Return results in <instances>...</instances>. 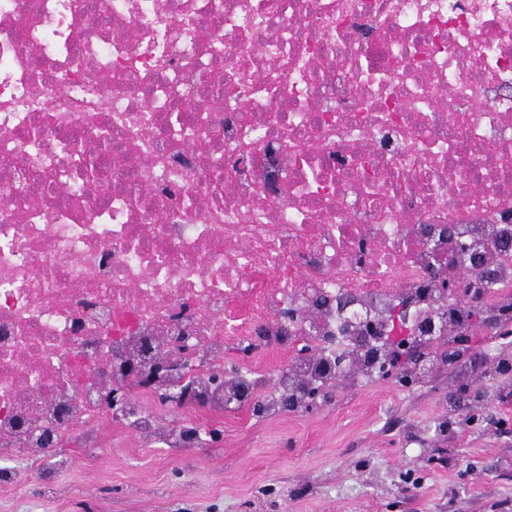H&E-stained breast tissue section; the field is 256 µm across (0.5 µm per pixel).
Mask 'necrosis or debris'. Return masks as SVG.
Instances as JSON below:
<instances>
[{
  "mask_svg": "<svg viewBox=\"0 0 512 512\" xmlns=\"http://www.w3.org/2000/svg\"><path fill=\"white\" fill-rule=\"evenodd\" d=\"M107 4L0 0V450L83 434L102 371L147 350L189 359L217 408L228 336L312 345L272 393L319 377L324 354L355 355L340 294L376 324L400 304L410 334L455 336L428 275L453 246L427 228L478 251L512 237V0ZM389 99L398 112L360 109ZM101 128L88 182L65 146Z\"/></svg>",
  "mask_w": 512,
  "mask_h": 512,
  "instance_id": "1",
  "label": "necrosis or debris"
}]
</instances>
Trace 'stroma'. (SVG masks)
Instances as JSON below:
<instances>
[{
	"instance_id": "obj_1",
	"label": "stroma",
	"mask_w": 512,
	"mask_h": 512,
	"mask_svg": "<svg viewBox=\"0 0 512 512\" xmlns=\"http://www.w3.org/2000/svg\"><path fill=\"white\" fill-rule=\"evenodd\" d=\"M472 361L407 390L374 379L336 383L312 412L258 417L143 400L164 425L198 427L203 444L170 452L122 422L64 437L67 468L0 457L16 480L0 512H512V397L492 371L512 361V336L470 331ZM484 372L479 416L449 418V388Z\"/></svg>"
}]
</instances>
